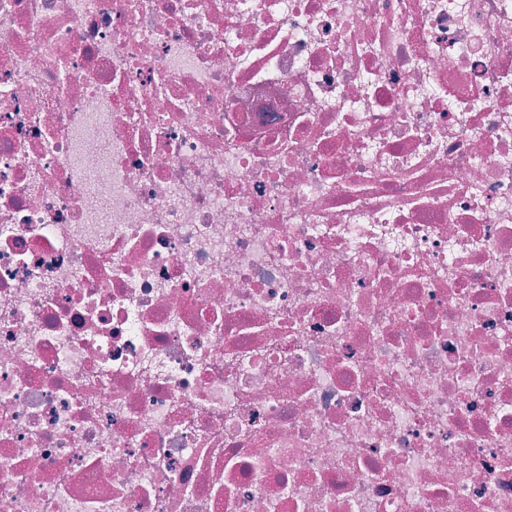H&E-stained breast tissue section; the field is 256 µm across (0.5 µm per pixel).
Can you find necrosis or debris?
<instances>
[{
	"mask_svg": "<svg viewBox=\"0 0 512 512\" xmlns=\"http://www.w3.org/2000/svg\"><path fill=\"white\" fill-rule=\"evenodd\" d=\"M0 512H512V0H0Z\"/></svg>",
	"mask_w": 512,
	"mask_h": 512,
	"instance_id": "obj_1",
	"label": "necrosis or debris"
}]
</instances>
